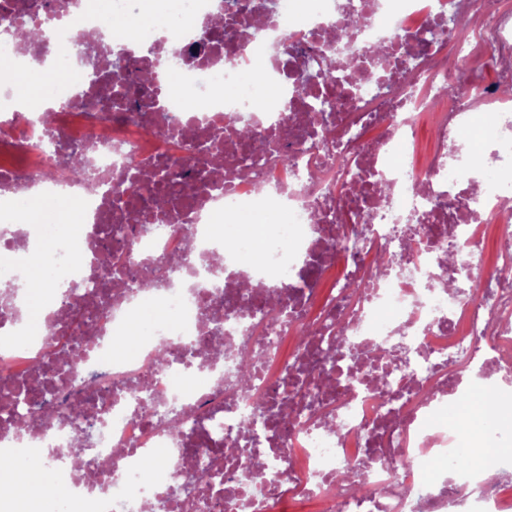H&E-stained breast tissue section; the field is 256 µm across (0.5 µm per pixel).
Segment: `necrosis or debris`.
Segmentation results:
<instances>
[{
  "label": "necrosis or debris",
  "mask_w": 512,
  "mask_h": 512,
  "mask_svg": "<svg viewBox=\"0 0 512 512\" xmlns=\"http://www.w3.org/2000/svg\"><path fill=\"white\" fill-rule=\"evenodd\" d=\"M104 2L0 0V16L40 32L0 51V211L62 194L81 206L76 235L0 228L1 281L26 282L35 257L51 273L45 305L21 290L0 307V335L13 340L0 351V457L39 456L69 487L71 512H283L290 497L329 504L335 486L343 512H512V459L454 467L463 434L435 418L480 383L499 406L485 444L512 441V0H459L471 19L461 46L445 4L430 0H191L163 34L136 12L138 35L121 42L103 31ZM430 28L440 37L428 43ZM299 29L307 43L296 42ZM65 35L92 54L62 61L69 79L45 99L44 127L22 119L11 81L53 70ZM119 52L129 99L82 109L85 95L107 96ZM477 53L494 63L495 82L473 65ZM320 62L330 79H312ZM450 85L453 98H442ZM335 92L345 133L333 141L314 102ZM244 113L283 163L243 170ZM426 118L434 143L422 165ZM477 127L494 147L479 168L464 150ZM71 150L86 161L84 179L69 173ZM142 164L174 170L185 198L156 212ZM351 173L363 192H348ZM135 207L149 222L130 220ZM341 209L367 227L347 251ZM244 215L282 218L288 230L245 256L224 234ZM380 250L400 268L352 294L347 280ZM171 253L169 281L149 287L152 264ZM109 254L120 274L102 265ZM463 264L477 295L459 286ZM333 269L334 286L322 289ZM146 299L161 313L152 336L136 357L117 354ZM60 336L80 354L61 356L51 344ZM398 336L414 340L412 364L396 360ZM61 358L72 367L62 395L32 415H5L15 396L45 385L33 360ZM244 360L245 397L234 387ZM259 409L267 425L240 434ZM159 454V472L144 478ZM79 458L105 468L90 474ZM198 460L213 463L211 483L192 479Z\"/></svg>",
  "instance_id": "obj_1"
}]
</instances>
